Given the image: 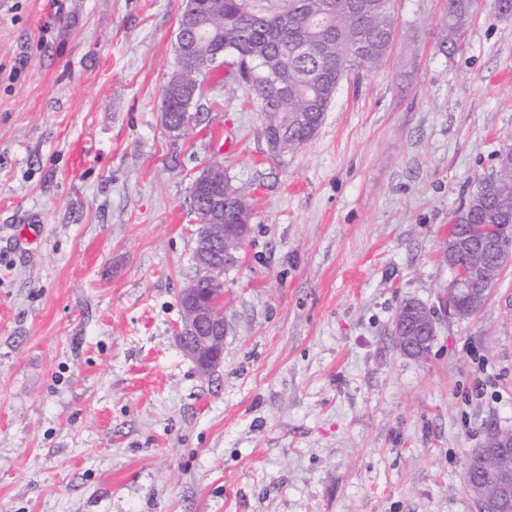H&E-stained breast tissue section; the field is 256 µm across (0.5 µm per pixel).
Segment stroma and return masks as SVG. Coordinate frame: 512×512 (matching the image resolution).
Segmentation results:
<instances>
[{"label": "stroma", "mask_w": 512, "mask_h": 512, "mask_svg": "<svg viewBox=\"0 0 512 512\" xmlns=\"http://www.w3.org/2000/svg\"><path fill=\"white\" fill-rule=\"evenodd\" d=\"M184 6L0 0V512H476L469 454L512 429V267L463 320L441 254L512 138V19L481 0L447 57L443 0H392L385 65L274 160L230 54L165 127ZM215 160L253 216L205 378L174 329ZM407 300L436 318L421 358ZM422 308L411 303L410 309L395 316L394 321V333L402 340L401 352L414 358L425 355L435 337V319Z\"/></svg>", "instance_id": "obj_1"}]
</instances>
